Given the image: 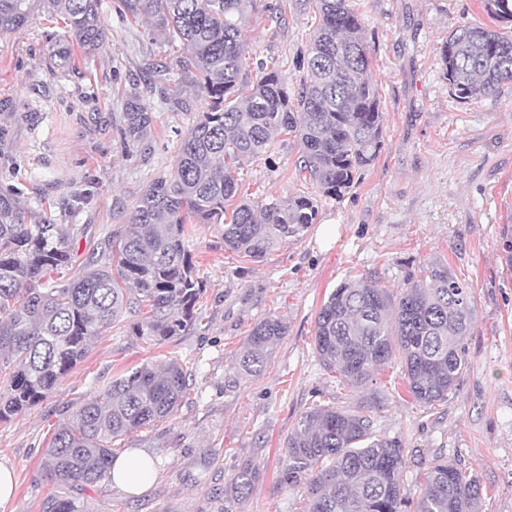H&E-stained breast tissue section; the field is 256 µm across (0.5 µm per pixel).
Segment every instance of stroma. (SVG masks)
<instances>
[{"mask_svg":"<svg viewBox=\"0 0 512 512\" xmlns=\"http://www.w3.org/2000/svg\"><path fill=\"white\" fill-rule=\"evenodd\" d=\"M283 19L267 17L257 0L247 25V63L263 61L296 90L299 64L317 24L308 0H280ZM361 13L378 85L383 148L341 199L323 200L316 224L253 262L224 247L217 224L196 225L185 246L199 262L204 294L195 327L156 344L119 322L43 401L0 422V462L13 471V498L0 512H41L50 491L41 455L56 425L130 368L178 359L193 371L191 390L170 422L114 444L116 456L154 459L147 490L89 487L86 512H303L302 496L279 481L282 443L301 414L321 402L354 409L373 404L377 430L401 437L403 480L416 490L438 458L475 475L483 494L476 512H512V264L502 231L512 222V84L480 102L463 103L442 77L440 47L464 24L488 22L481 0H352ZM108 39L94 56L74 54L57 68L62 20L36 12L32 24L0 35V183L23 185L21 201L50 200L53 215L85 228L75 252L86 257L156 178L170 174L192 112H172L159 92L144 102L154 121L148 159L128 157L113 118L125 95L158 63L174 68L178 46L152 38L144 19L120 15L104 0ZM299 142L277 135L270 158L242 161V195L258 203L311 192L299 175ZM336 233L322 243L319 227ZM440 260L473 287L475 315L465 340L460 384L434 410L414 403L389 366L363 389L343 386L314 347L315 319L345 279L377 280L401 293L422 265ZM276 317L286 334L266 369L241 373L252 328ZM254 467L251 495L236 497L232 479Z\"/></svg>","mask_w":512,"mask_h":512,"instance_id":"1","label":"stroma"}]
</instances>
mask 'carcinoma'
Returning a JSON list of instances; mask_svg holds the SVG:
<instances>
[{
    "mask_svg": "<svg viewBox=\"0 0 512 512\" xmlns=\"http://www.w3.org/2000/svg\"><path fill=\"white\" fill-rule=\"evenodd\" d=\"M124 14L150 20L153 34L179 42V85L160 86L172 112H195L170 176L153 181L130 208L128 225L92 249L81 275L70 274L77 224L22 208L21 188L0 185V422L56 389L90 344L129 314L136 335L158 342L195 325L204 288L184 238L194 224L224 226V246L253 261L316 222L318 200L299 195L261 205L240 202L236 164L271 154L276 134H293L296 161L321 196L339 199L383 147L380 94L371 78L363 18L350 0H317L318 24L297 93L264 62L242 71L245 27L254 0H120ZM103 0H44L63 19L61 68L73 51L94 55L108 39ZM494 21L512 22V0H483ZM33 19V0H0V34ZM442 76L454 97L480 101L512 83V33L483 23L453 29L440 48ZM198 91L187 97L182 85ZM153 115L140 94L127 95L115 126L127 155L145 152ZM472 285L441 262L391 295L378 281H342L320 306L314 345L328 370L354 389L399 362L404 388L432 408L448 400L467 365L464 340L473 323ZM286 334L277 318L247 338L242 367L259 374L270 345ZM191 371L176 359L157 370L143 363L112 379L60 422L41 467L52 491L42 512H82L71 491L111 483L112 442L174 417ZM281 481L305 493L304 512H407L402 484L406 448L379 434L370 406L316 405L284 442ZM250 466L234 478L247 496ZM477 477L440 460L425 473L414 512H475Z\"/></svg>",
    "mask_w": 512,
    "mask_h": 512,
    "instance_id": "cac0c4a2",
    "label": "carcinoma"
}]
</instances>
